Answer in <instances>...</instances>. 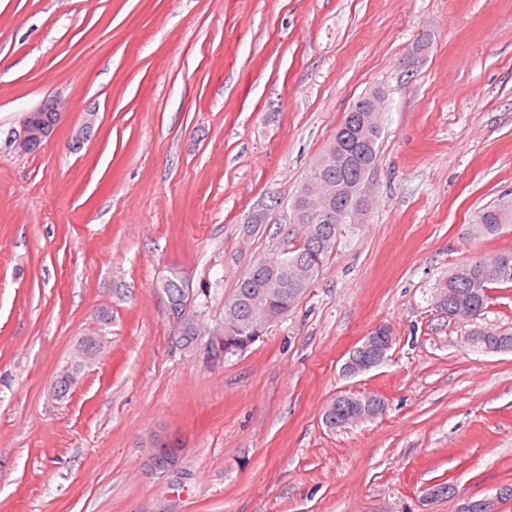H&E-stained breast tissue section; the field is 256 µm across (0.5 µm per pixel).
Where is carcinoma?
<instances>
[{
  "instance_id": "cac0c4a2",
  "label": "carcinoma",
  "mask_w": 512,
  "mask_h": 512,
  "mask_svg": "<svg viewBox=\"0 0 512 512\" xmlns=\"http://www.w3.org/2000/svg\"><path fill=\"white\" fill-rule=\"evenodd\" d=\"M375 93L358 98L353 106L363 105L365 111L354 113V123L369 131V144L357 145L352 136L336 128V133L324 150L338 157L337 164L328 166L318 160L298 187L290 210L305 213L314 198L330 205L329 214L322 220L301 219L303 233L299 244L276 257H263L261 264L253 266L238 280L236 288L224 298V322L220 329L224 337L235 338L240 348L246 349L263 336L281 317L296 308L318 281L324 266L336 254L343 238L360 230L365 224L369 202L362 188L365 174L374 169L381 136L380 113L369 112L370 99ZM512 224V205L500 199L478 209L469 225V237L477 241L499 235ZM512 266V251L500 252L492 257L475 254L448 271L433 288L431 300L443 307H465L481 315L490 300V290L512 284L500 280L495 269L503 264ZM169 289L186 307L189 297L188 281L175 270L171 274ZM469 341L486 351L512 349V330L499 327H477L468 333ZM363 394L338 395L329 400L323 411L326 428L335 430L355 422V416L336 420V405L355 406Z\"/></svg>"
}]
</instances>
